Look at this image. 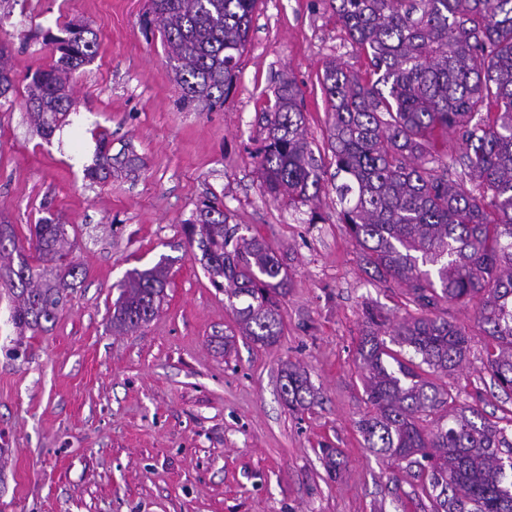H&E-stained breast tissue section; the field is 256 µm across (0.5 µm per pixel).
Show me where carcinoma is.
Returning a JSON list of instances; mask_svg holds the SVG:
<instances>
[{
	"mask_svg": "<svg viewBox=\"0 0 512 512\" xmlns=\"http://www.w3.org/2000/svg\"><path fill=\"white\" fill-rule=\"evenodd\" d=\"M257 0H150L145 25L168 48L180 103L196 110L223 104L246 49ZM377 79L363 81L331 62L321 85L332 112L330 145L343 223L364 268L407 287L420 311L381 338V315L359 355L369 411L359 421L367 447L393 463L420 466L432 512H512V439L498 422L456 402L432 377L449 376L470 351L469 334L437 313L438 304L479 300L486 364L512 393V0H330ZM100 31L71 23L52 37L48 67L32 77L27 111L51 137L71 106L69 80L95 55ZM0 46V97L14 89ZM300 91L279 87L262 117V176L267 191L308 205L322 188V165L305 135ZM496 109L492 120L483 112ZM459 133L465 151L448 164L435 137ZM92 181L112 172L108 137L97 139ZM472 188H467V185ZM224 209L206 198L185 233L201 252L210 281L225 289L243 335L275 343L282 318L275 296L290 285L287 269L261 238L227 227ZM68 230L56 219L34 225L27 245L0 224V295L12 303L20 331L43 330L65 304ZM166 266L134 269L117 285L112 327L149 323L165 297ZM398 346L394 350L389 344ZM411 355H406V352ZM292 406L314 396L305 371L284 370ZM445 414L424 429L419 421ZM426 461L423 466L420 461Z\"/></svg>",
	"mask_w": 512,
	"mask_h": 512,
	"instance_id": "1",
	"label": "carcinoma"
}]
</instances>
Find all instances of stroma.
<instances>
[{"label":"stroma","mask_w":512,"mask_h":512,"mask_svg":"<svg viewBox=\"0 0 512 512\" xmlns=\"http://www.w3.org/2000/svg\"><path fill=\"white\" fill-rule=\"evenodd\" d=\"M148 0H5L0 44L15 89L0 99V224L19 239L51 217L71 225L83 274L53 326L18 333L0 298V512H431L422 480L366 448L358 348L368 311L413 315L405 286L373 280L342 224L332 179L315 205L270 196L261 178L263 113L283 80L302 97L308 139L330 162L331 114L320 78L367 60L328 0H259L222 107L178 104L167 48L146 31ZM101 31L94 60L71 81L65 125L50 138L25 108L69 23ZM112 174L93 182L96 138ZM229 224L264 239L288 269L282 332L263 347L239 335L224 291L183 231L204 198ZM165 262L158 315L134 332L110 325L117 282ZM477 302L438 311L471 336L463 366L441 379L458 402L512 425V395L486 366ZM234 335L230 351L218 345ZM305 370L312 404L281 395L286 364ZM339 449L329 475L322 447Z\"/></svg>","instance_id":"35a3bbf8"}]
</instances>
